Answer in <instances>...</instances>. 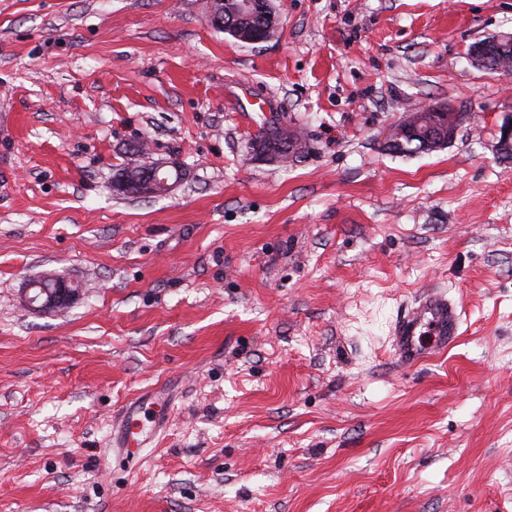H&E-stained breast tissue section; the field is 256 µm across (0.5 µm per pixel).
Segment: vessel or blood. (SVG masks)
<instances>
[{
  "label": "vessel or blood",
  "instance_id": "1",
  "mask_svg": "<svg viewBox=\"0 0 512 512\" xmlns=\"http://www.w3.org/2000/svg\"><path fill=\"white\" fill-rule=\"evenodd\" d=\"M460 315L448 298L433 289L422 293L414 307L405 312L394 326L396 355L406 366H413L436 351H443L459 335ZM166 417L165 407H126L117 419L112 447L115 454L128 459L133 449L146 447L155 439Z\"/></svg>",
  "mask_w": 512,
  "mask_h": 512
}]
</instances>
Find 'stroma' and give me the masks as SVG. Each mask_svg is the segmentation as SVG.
Masks as SVG:
<instances>
[{"instance_id": "obj_1", "label": "stroma", "mask_w": 512, "mask_h": 512, "mask_svg": "<svg viewBox=\"0 0 512 512\" xmlns=\"http://www.w3.org/2000/svg\"><path fill=\"white\" fill-rule=\"evenodd\" d=\"M273 5L243 46L210 0H0V512H512V75L467 56L512 0ZM429 105L455 139L388 150ZM145 139L166 196L114 188ZM49 273L79 298L24 310ZM429 289L460 335L406 367ZM150 396L129 466L112 420ZM431 109V112H411L405 115L399 122L400 137L405 136L409 138L411 142L418 138L426 141V138H431L433 136L435 127L434 122H439V120H441L446 124L448 123L449 119L450 124H448V142L439 143L434 141L433 144L429 145L426 149L418 151L417 149L413 150L408 147H402L399 142H396L395 136L397 135L392 133L390 138L388 137L387 147L390 150L399 153H428L447 146L448 143H450L455 138L457 130L464 120L465 114L463 112L457 111V109L452 106L450 107V111L452 112H447L448 108L445 106H439Z\"/></svg>"}]
</instances>
